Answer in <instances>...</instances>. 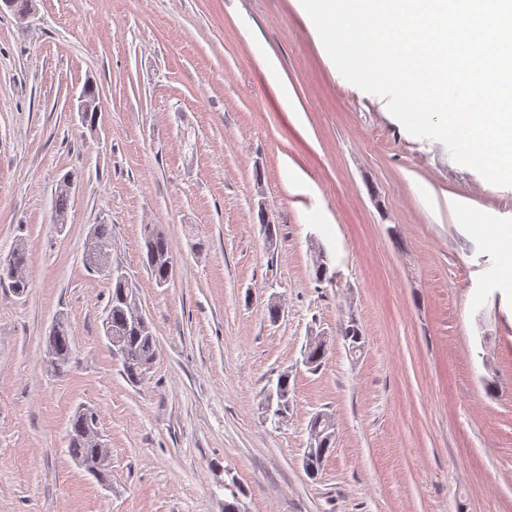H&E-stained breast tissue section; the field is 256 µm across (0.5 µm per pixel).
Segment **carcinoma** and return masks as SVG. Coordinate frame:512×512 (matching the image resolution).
Here are the masks:
<instances>
[{
  "label": "carcinoma",
  "instance_id": "obj_1",
  "mask_svg": "<svg viewBox=\"0 0 512 512\" xmlns=\"http://www.w3.org/2000/svg\"><path fill=\"white\" fill-rule=\"evenodd\" d=\"M146 248V269L156 284H165L169 272L163 256L169 253L165 236L155 224L143 227ZM112 233L106 224L95 225L87 239L83 261L85 266L95 271L99 261L110 254ZM10 280V286L18 293L28 286L27 255L22 245H17L7 264L0 270V278ZM136 304V294L132 286L122 289L114 286L106 317L105 332L116 341L115 351L121 356L123 373L133 384L141 382L152 368L157 356L154 336L149 323L134 326L130 323L129 306ZM72 339L66 323L58 320L47 339V353L52 369L61 374L67 371L72 358ZM99 414L92 408H82L73 415L70 422V452L74 459L89 466L95 452V432L98 431Z\"/></svg>",
  "mask_w": 512,
  "mask_h": 512
}]
</instances>
